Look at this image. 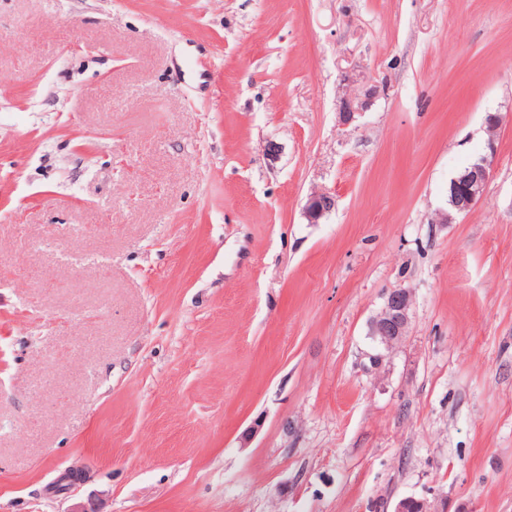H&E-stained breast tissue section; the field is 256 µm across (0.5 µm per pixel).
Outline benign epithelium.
Masks as SVG:
<instances>
[{"label": "benign epithelium", "mask_w": 512, "mask_h": 512, "mask_svg": "<svg viewBox=\"0 0 512 512\" xmlns=\"http://www.w3.org/2000/svg\"><path fill=\"white\" fill-rule=\"evenodd\" d=\"M346 84H358L361 90L341 99L339 119L344 125L352 120L353 114L367 109L379 92V86L362 81L353 72L342 75ZM496 153L494 140L488 142V153L481 156L460 171L450 182L451 209L457 213H467L485 194L490 178L491 167ZM335 206L334 197L328 192L316 193L308 199L306 214L310 222L316 223ZM411 295L404 288H396L384 295L381 310L370 319L367 336L372 342V352L367 354L370 368L378 370L383 366L388 353L398 347L408 335L410 328ZM394 512H430L426 501L414 497L400 500Z\"/></svg>", "instance_id": "obj_1"}]
</instances>
